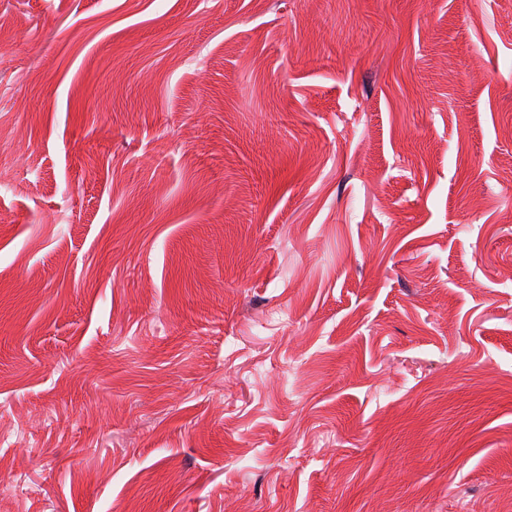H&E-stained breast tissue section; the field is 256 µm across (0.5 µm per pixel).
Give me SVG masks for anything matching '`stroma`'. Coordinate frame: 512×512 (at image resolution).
Instances as JSON below:
<instances>
[{"label": "stroma", "mask_w": 512, "mask_h": 512, "mask_svg": "<svg viewBox=\"0 0 512 512\" xmlns=\"http://www.w3.org/2000/svg\"><path fill=\"white\" fill-rule=\"evenodd\" d=\"M0 15V512H512V0Z\"/></svg>", "instance_id": "stroma-1"}]
</instances>
